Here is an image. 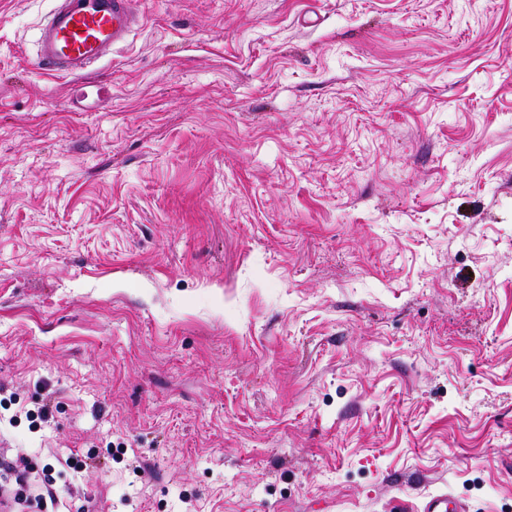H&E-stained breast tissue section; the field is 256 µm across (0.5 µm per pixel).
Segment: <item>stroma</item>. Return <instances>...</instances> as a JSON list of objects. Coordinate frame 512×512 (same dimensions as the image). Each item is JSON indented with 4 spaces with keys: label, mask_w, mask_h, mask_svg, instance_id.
<instances>
[{
    "label": "stroma",
    "mask_w": 512,
    "mask_h": 512,
    "mask_svg": "<svg viewBox=\"0 0 512 512\" xmlns=\"http://www.w3.org/2000/svg\"><path fill=\"white\" fill-rule=\"evenodd\" d=\"M138 2L72 79L53 0H0V456L41 512H512V0ZM27 466L26 462L18 459H13L5 456H0V472L8 473L14 476V481L19 488L15 491V499L21 500L23 498V488L25 486ZM419 508L420 512H464L463 504L445 493L428 495Z\"/></svg>",
    "instance_id": "1"
}]
</instances>
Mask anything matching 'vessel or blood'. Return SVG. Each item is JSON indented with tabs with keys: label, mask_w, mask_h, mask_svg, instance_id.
<instances>
[{
	"label": "vessel or blood",
	"mask_w": 512,
	"mask_h": 512,
	"mask_svg": "<svg viewBox=\"0 0 512 512\" xmlns=\"http://www.w3.org/2000/svg\"><path fill=\"white\" fill-rule=\"evenodd\" d=\"M141 22L135 0H55L39 27L34 62L48 74L84 76L125 43ZM420 512H464V506L438 493L423 500Z\"/></svg>",
	"instance_id": "b4317fda"
}]
</instances>
